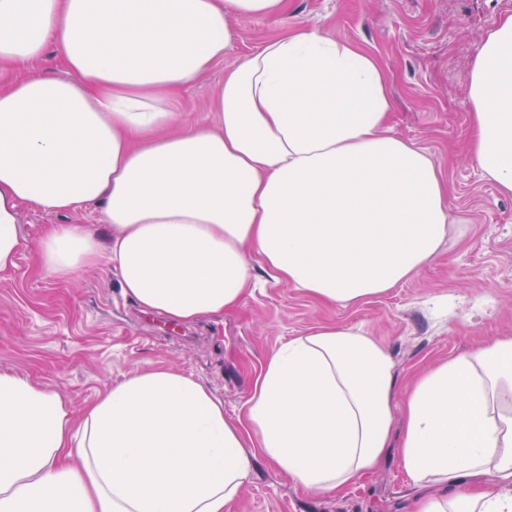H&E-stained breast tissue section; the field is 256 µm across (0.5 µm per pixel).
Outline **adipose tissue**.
I'll return each mask as SVG.
<instances>
[{"instance_id": "1", "label": "adipose tissue", "mask_w": 512, "mask_h": 512, "mask_svg": "<svg viewBox=\"0 0 512 512\" xmlns=\"http://www.w3.org/2000/svg\"><path fill=\"white\" fill-rule=\"evenodd\" d=\"M286 0H0V64L56 40L66 77L0 84V271L22 210L102 205L109 242L57 224L38 259L66 280L107 265L142 310L185 323L237 307L249 253L271 279L332 302L389 291L433 259L448 186L389 133V80L356 43L307 24L225 73L212 125L175 136L170 96L223 59L227 17ZM468 97L470 154L512 197V15L487 30ZM395 364L361 328L322 326L276 350L238 421L166 368L126 377L80 420L0 372V512H226L258 449L312 491L341 490L390 445ZM400 465L417 512H512V336L422 371L405 393ZM438 486L442 495L431 494Z\"/></svg>"}]
</instances>
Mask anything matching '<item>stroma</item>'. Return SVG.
I'll use <instances>...</instances> for the list:
<instances>
[{"instance_id":"stroma-1","label":"stroma","mask_w":512,"mask_h":512,"mask_svg":"<svg viewBox=\"0 0 512 512\" xmlns=\"http://www.w3.org/2000/svg\"><path fill=\"white\" fill-rule=\"evenodd\" d=\"M512 15V0H286L281 17L229 20L222 60L177 89L175 130L212 124L216 92L238 60L287 29L316 24L372 53L389 77L392 135L425 149L448 184V235L437 255L384 294L329 303L269 281L250 256L258 285L225 314L161 331L165 317L125 299L108 268L68 281L37 264L40 238L57 224H96L100 208L23 210L16 268L0 272V371L59 393L81 416L106 389L154 368L192 375L236 419L268 357L291 337L324 325L359 327L380 339L405 392L429 366L512 334V197L480 173L467 88L487 29ZM228 512H416L419 492L396 453L340 493L308 491L261 455Z\"/></svg>"}]
</instances>
